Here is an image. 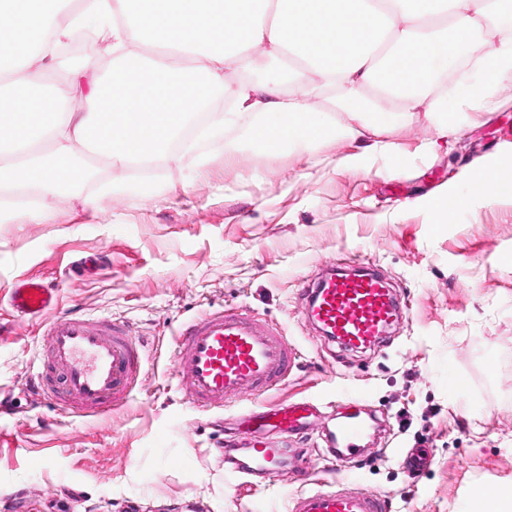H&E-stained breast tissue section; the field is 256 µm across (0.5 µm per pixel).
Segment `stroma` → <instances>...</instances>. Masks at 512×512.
<instances>
[{
    "instance_id": "stroma-1",
    "label": "stroma",
    "mask_w": 512,
    "mask_h": 512,
    "mask_svg": "<svg viewBox=\"0 0 512 512\" xmlns=\"http://www.w3.org/2000/svg\"><path fill=\"white\" fill-rule=\"evenodd\" d=\"M107 74L103 44L60 54L42 81ZM462 131L430 149L422 113L383 137L395 152L330 138L311 150L236 149L206 141L146 191L125 186L98 208L84 190L47 195L40 215L0 223V512H286L323 482L383 495L391 512H470L475 495L512 490V199L468 200L447 223L471 168L512 175V98L454 115ZM359 155L361 164L340 161ZM379 271L407 317L382 347L347 351L306 320L304 294L344 256ZM39 276L60 312L109 315L144 344L136 400L106 417L39 403L27 386L38 324L8 306L17 279ZM226 304L276 327L301 358L281 389L205 415L169 380L183 323ZM303 397L320 412L259 486L234 472L249 448L236 416ZM356 407L377 422L336 466L320 436ZM426 449L424 471L403 463Z\"/></svg>"
}]
</instances>
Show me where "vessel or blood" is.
<instances>
[{
  "mask_svg": "<svg viewBox=\"0 0 512 512\" xmlns=\"http://www.w3.org/2000/svg\"><path fill=\"white\" fill-rule=\"evenodd\" d=\"M345 269L324 276L306 292L307 317L323 334L351 350L379 345L404 309L385 279L348 260ZM9 306L20 318L39 321V344L31 392L38 400L78 417L104 414L136 396L144 354L140 342L108 317L57 314L59 291L37 278L18 280ZM300 356L277 328L244 309L222 306L190 320L177 336L171 379L198 412L221 410L245 392L259 394L286 383ZM311 406L300 399L245 414L255 434L294 437L308 429ZM367 428L357 413L343 414L328 442L335 458L359 453ZM260 468L241 465V474H269L281 463L280 449L257 442L251 449ZM379 494L321 484L289 496L287 512H387Z\"/></svg>",
  "mask_w": 512,
  "mask_h": 512,
  "instance_id": "vessel-or-blood-1",
  "label": "vessel or blood"
}]
</instances>
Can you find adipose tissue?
Masks as SVG:
<instances>
[{
	"label": "adipose tissue",
	"instance_id": "1",
	"mask_svg": "<svg viewBox=\"0 0 512 512\" xmlns=\"http://www.w3.org/2000/svg\"><path fill=\"white\" fill-rule=\"evenodd\" d=\"M506 0H0V99L25 107L0 124V223L40 213L42 196L91 184L77 167L59 177V161L77 148L114 172L84 203L95 206L124 186L130 169L158 172L194 153L183 133L206 113L204 139L223 137L233 120L255 118L261 150L311 149L330 137L372 139L428 101L434 141L457 131L448 114L491 111L496 89L512 80V26ZM108 31L117 64L108 78L71 81L51 91L36 68L88 25ZM497 38L484 53L473 32ZM268 79L249 80L250 72ZM334 90L337 120L313 108ZM138 91L146 111L126 104ZM84 94L75 114L61 101Z\"/></svg>",
	"mask_w": 512,
	"mask_h": 512
}]
</instances>
